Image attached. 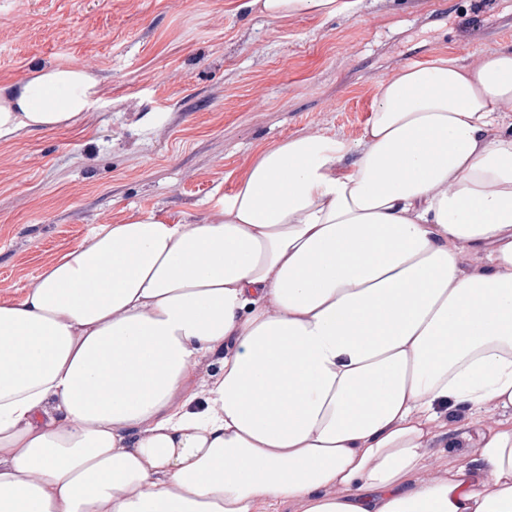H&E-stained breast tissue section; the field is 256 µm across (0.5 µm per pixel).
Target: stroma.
Masks as SVG:
<instances>
[{
    "mask_svg": "<svg viewBox=\"0 0 512 512\" xmlns=\"http://www.w3.org/2000/svg\"><path fill=\"white\" fill-rule=\"evenodd\" d=\"M240 2L0 0V86L80 64L101 87L73 125L0 140V300L128 211L202 217L264 146L359 138L400 66L512 46V0H364L281 20Z\"/></svg>",
    "mask_w": 512,
    "mask_h": 512,
    "instance_id": "stroma-1",
    "label": "stroma"
}]
</instances>
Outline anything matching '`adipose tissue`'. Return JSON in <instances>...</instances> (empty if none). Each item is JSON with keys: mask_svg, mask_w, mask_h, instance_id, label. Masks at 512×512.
I'll return each instance as SVG.
<instances>
[{"mask_svg": "<svg viewBox=\"0 0 512 512\" xmlns=\"http://www.w3.org/2000/svg\"><path fill=\"white\" fill-rule=\"evenodd\" d=\"M99 92L34 66L0 140ZM507 112L512 48L442 53L379 81L357 141L290 137L200 221L58 254L0 300V512H512Z\"/></svg>", "mask_w": 512, "mask_h": 512, "instance_id": "ef3b65f1", "label": "adipose tissue"}]
</instances>
